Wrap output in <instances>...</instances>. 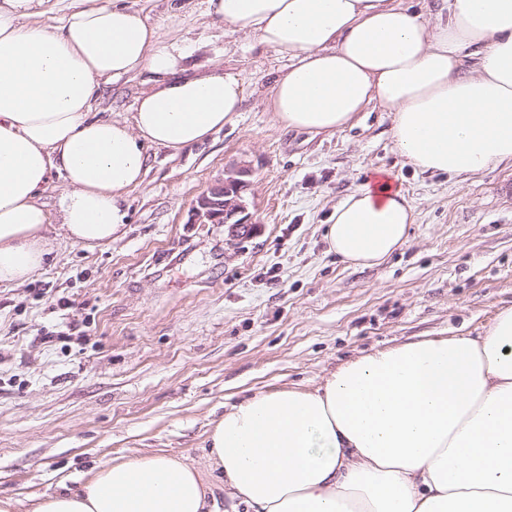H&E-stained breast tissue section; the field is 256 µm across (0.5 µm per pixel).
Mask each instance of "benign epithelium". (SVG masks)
Listing matches in <instances>:
<instances>
[{
    "instance_id": "1",
    "label": "benign epithelium",
    "mask_w": 512,
    "mask_h": 512,
    "mask_svg": "<svg viewBox=\"0 0 512 512\" xmlns=\"http://www.w3.org/2000/svg\"><path fill=\"white\" fill-rule=\"evenodd\" d=\"M252 170L240 166L225 173L217 185L200 194L191 210L192 224H224L234 236L247 237L252 231L245 193L249 190Z\"/></svg>"
}]
</instances>
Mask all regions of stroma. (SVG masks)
<instances>
[{
  "mask_svg": "<svg viewBox=\"0 0 512 512\" xmlns=\"http://www.w3.org/2000/svg\"><path fill=\"white\" fill-rule=\"evenodd\" d=\"M187 66L242 75L234 123L202 144L148 150L128 222L106 247L69 241L18 288L0 287V499L32 512L115 457L177 454L206 468L203 441L227 405L312 390L360 355L424 338L478 337L512 305V163L462 181L406 163L392 112L368 104L336 133L288 130L263 99L287 62L206 12V0H128ZM141 77L103 87L95 109L131 117ZM250 165L256 230L190 223L195 199ZM371 169L390 171L416 221L381 264L350 265L325 230ZM74 302L83 339L62 335Z\"/></svg>",
  "mask_w": 512,
  "mask_h": 512,
  "instance_id": "35a3bbf8",
  "label": "stroma"
}]
</instances>
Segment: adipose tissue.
Masks as SVG:
<instances>
[{
  "instance_id": "1",
  "label": "adipose tissue",
  "mask_w": 512,
  "mask_h": 512,
  "mask_svg": "<svg viewBox=\"0 0 512 512\" xmlns=\"http://www.w3.org/2000/svg\"><path fill=\"white\" fill-rule=\"evenodd\" d=\"M287 66L267 111L288 129L345 127L377 101L414 167L474 175L512 162V0H207ZM0 0V287L30 281L66 240L111 243L146 150L204 142L247 86L189 73L185 46L126 0ZM151 86L131 119L94 110L101 86ZM63 180L59 215L42 197ZM414 209L384 171L340 202L328 249L358 266L403 246ZM206 469L168 454L95 464L36 512H211L205 475L250 512H512V307L483 336L421 339L347 361L313 390L257 392L206 437Z\"/></svg>"
}]
</instances>
